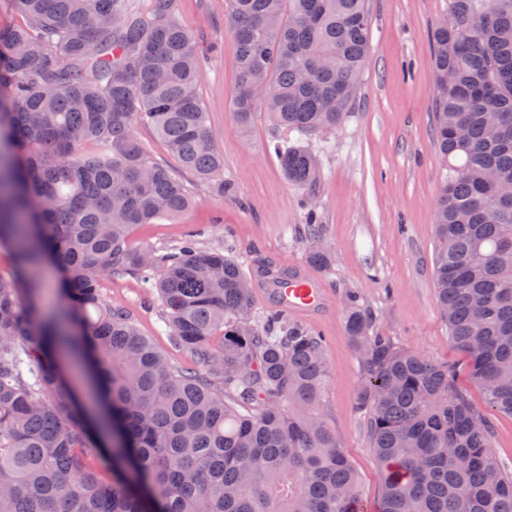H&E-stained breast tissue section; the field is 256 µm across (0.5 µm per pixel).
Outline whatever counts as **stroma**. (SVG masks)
Here are the masks:
<instances>
[{
	"label": "stroma",
	"mask_w": 512,
	"mask_h": 512,
	"mask_svg": "<svg viewBox=\"0 0 512 512\" xmlns=\"http://www.w3.org/2000/svg\"><path fill=\"white\" fill-rule=\"evenodd\" d=\"M371 9V47L356 103L336 129L309 136L277 131L261 112L248 124L237 121L231 106L236 44L225 27L224 0H176V16L193 39L218 48L198 95L231 188L220 195L183 174L192 207L177 221L140 224L131 233L133 246L162 254L189 231H199L200 246L223 248L249 276L269 258L305 262L304 199H316L330 260L309 272L335 301L333 311L314 324L326 339L329 359L321 412L369 507L381 496L382 479L368 419L356 408L358 361L345 331L347 294L372 310L376 335L448 364L472 406L485 408L470 356L452 343L435 297L433 216L448 167L434 145L431 35L448 12V0H372ZM278 139L316 155L322 176L315 186L285 179L273 150ZM100 290L107 304L133 313L143 335L172 365L195 366V355L168 336L152 289L126 275L102 277Z\"/></svg>",
	"instance_id": "obj_1"
}]
</instances>
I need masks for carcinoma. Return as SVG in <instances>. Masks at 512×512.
Returning a JSON list of instances; mask_svg holds the SVG:
<instances>
[{"label": "carcinoma", "mask_w": 512, "mask_h": 512, "mask_svg": "<svg viewBox=\"0 0 512 512\" xmlns=\"http://www.w3.org/2000/svg\"><path fill=\"white\" fill-rule=\"evenodd\" d=\"M0 30V512H360L357 476L320 412L322 338L281 310L248 318L251 280L197 233L165 254L131 246L189 194L134 135L152 128L182 170L224 194V156L197 88L198 47L175 0H12ZM237 46L233 111L301 133L336 128L369 51L370 0H225ZM435 147L448 162L434 274L452 341L485 395L477 412L452 371L388 337L347 295L357 408L382 475L374 512H512V473L490 417H512V0H448L432 33ZM93 143L96 150L81 151ZM288 182L320 176L301 145H276ZM320 226L308 262L323 264ZM63 275L41 318L38 271ZM104 274L139 276L201 370L174 367L133 314L103 301ZM224 342L212 344L216 332ZM78 355L97 392L86 411L57 362ZM223 385L218 390L216 385ZM108 445L112 477L86 465Z\"/></svg>", "instance_id": "cac0c4a2"}]
</instances>
